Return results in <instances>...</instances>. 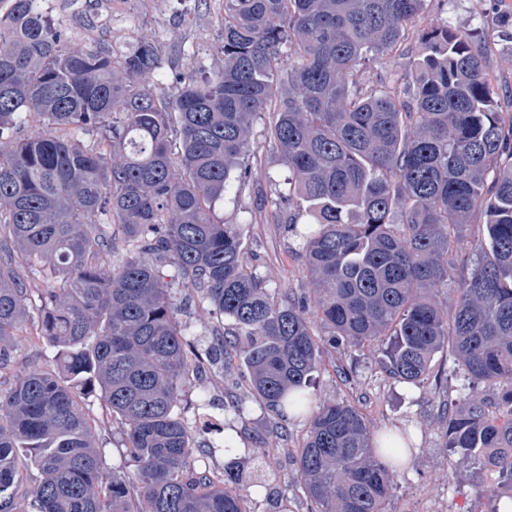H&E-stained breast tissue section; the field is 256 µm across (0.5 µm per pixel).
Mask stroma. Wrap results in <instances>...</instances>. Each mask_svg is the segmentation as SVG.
Instances as JSON below:
<instances>
[{
  "label": "stroma",
  "instance_id": "1",
  "mask_svg": "<svg viewBox=\"0 0 512 512\" xmlns=\"http://www.w3.org/2000/svg\"><path fill=\"white\" fill-rule=\"evenodd\" d=\"M46 13L66 30L76 46L103 42L111 46L113 58H121L146 34H155L165 66L187 75L202 77L222 69L224 0H36ZM512 21V0H424L421 11L408 26L395 58L377 59L370 72L362 74L363 89L397 90V63L412 61L419 49L421 31L438 25L469 32L478 31L487 56L488 78L498 93V109L512 116V40L502 35L505 22ZM252 170L274 174V181L250 183L237 193L216 202V221L239 224L245 244L258 256L260 273L270 288L300 294L311 287L298 257L300 240L286 232L282 216L270 204L280 189L287 169L273 152L268 120L255 121L247 159ZM312 330L322 347V365L316 391L322 399L355 406L373 434L408 431L414 450L396 470L397 487L388 512H501L512 502V486L478 461L454 453L445 446L442 409L462 405L467 392L453 373L455 361L439 351L432 361L430 379L420 386L394 382L387 375L379 352L367 347L327 345V329L313 320ZM54 355L34 322H27L13 364L0 370V385L12 384L20 371L49 364ZM244 399L246 410L231 421L224 438L240 448L242 494L255 498L258 512H278L276 502L256 498L254 478L270 485L297 476L294 448L307 435L309 418L289 416L282 428L250 397L248 380L239 370L203 363L184 386L185 399L196 401L200 394L223 398L225 391ZM86 411L102 451L106 467H120L123 446L120 426L97 398L88 399ZM263 438L268 454L255 459L251 449Z\"/></svg>",
  "mask_w": 512,
  "mask_h": 512
}]
</instances>
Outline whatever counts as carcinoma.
Wrapping results in <instances>:
<instances>
[{
  "instance_id": "cac0c4a2",
  "label": "carcinoma",
  "mask_w": 512,
  "mask_h": 512,
  "mask_svg": "<svg viewBox=\"0 0 512 512\" xmlns=\"http://www.w3.org/2000/svg\"><path fill=\"white\" fill-rule=\"evenodd\" d=\"M423 0H224V67L141 83L162 71L144 37L112 65L103 45L71 50L35 7L0 15V369L29 319L55 349L0 388V512H247L238 449L224 475L195 441L183 404L189 332L182 288L211 305V356L241 363L277 418L312 417L295 450L319 512H387L395 443L351 404L315 393L321 348L380 347L388 375L419 384L449 348L463 380L508 386L502 417L471 397L443 412L445 447L512 485V122L497 110L474 35L419 36L407 97L363 93L354 77L395 52ZM288 167L271 204L307 218L299 256L311 291H273L240 224L212 204L252 178L254 121ZM39 116L41 131H26ZM98 139L88 142L82 135ZM486 234L464 235L473 212ZM40 277L47 287L33 292ZM455 284L453 305L439 290ZM37 301H32V296ZM121 425L110 473L83 404L95 391ZM25 456L40 473L17 496Z\"/></svg>"
}]
</instances>
